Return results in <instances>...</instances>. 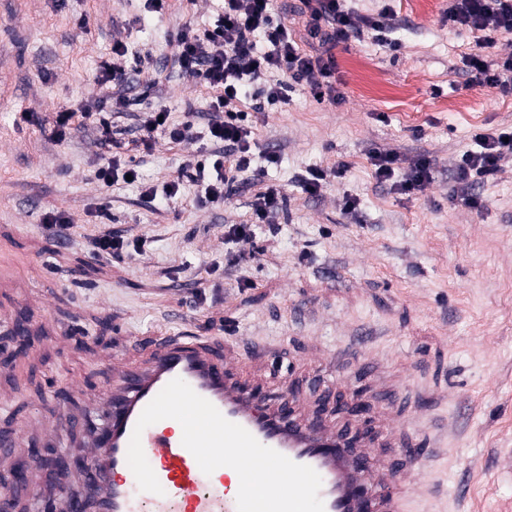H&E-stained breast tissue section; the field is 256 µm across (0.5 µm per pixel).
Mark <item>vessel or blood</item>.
Here are the masks:
<instances>
[{"mask_svg": "<svg viewBox=\"0 0 512 512\" xmlns=\"http://www.w3.org/2000/svg\"><path fill=\"white\" fill-rule=\"evenodd\" d=\"M184 380L228 421L264 446L320 475L324 512H410L412 500L387 483L368 485V458L353 454L342 433L315 427L285 405L263 402L238 375L219 339L156 336L121 360L112 382L92 400L95 419L61 404L50 409L52 435L76 425L90 427L83 448L90 474L94 512H237L238 489L225 468L204 474L183 446L180 425L172 419L147 427L141 437L147 460L163 492L138 495L131 481L127 451L144 408L173 379Z\"/></svg>", "mask_w": 512, "mask_h": 512, "instance_id": "b4317fda", "label": "vessel or blood"}]
</instances>
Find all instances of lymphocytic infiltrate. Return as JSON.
I'll list each match as a JSON object with an SVG mask.
<instances>
[{"label":"lymphocytic infiltrate","mask_w":512,"mask_h":512,"mask_svg":"<svg viewBox=\"0 0 512 512\" xmlns=\"http://www.w3.org/2000/svg\"><path fill=\"white\" fill-rule=\"evenodd\" d=\"M353 0H299L295 10L301 23L293 28L275 19L273 0H224L214 25L200 30L188 28L177 39L176 61L182 72L198 79L213 94L207 103L208 133L211 148L205 160L190 163L191 179L199 182V204H220L240 173L249 169L252 157V130L244 125L238 107L250 92L270 101H287L289 91L308 90L331 106L344 101L336 86L337 61L334 50L351 40L371 39L395 52L400 48L394 38L395 15L390 7L377 14L361 16ZM449 25L477 33V52L467 55L464 65L476 84L512 94V55L501 61L488 59L485 50L497 35H512V0H448L445 11ZM129 48L117 40L112 59L103 63L97 81L110 89L96 104H81L57 112L50 135L56 142L66 141L77 127L91 126L101 146L109 154L97 170L103 185H112L118 174L136 175L134 166L111 152L112 115L124 111L127 99L123 87L127 77ZM282 73L281 82L262 87L267 73ZM168 111L159 106L141 113L137 129L144 150H152L158 132H166L170 141L193 139L194 120L176 126L166 121ZM475 149L461 156L456 179L461 186L460 201L477 208L483 203L473 192L476 184L493 179L503 162L512 159V130L507 133H476ZM378 182L392 183L403 194L422 190L432 178V162L418 158L407 171H400L396 151L375 152L369 156ZM285 201L284 194L269 186L256 194L251 203V220L228 225V237L248 239L251 223H272Z\"/></svg>","instance_id":"1"}]
</instances>
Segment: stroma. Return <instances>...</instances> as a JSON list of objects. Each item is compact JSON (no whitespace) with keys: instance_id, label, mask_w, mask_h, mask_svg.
I'll list each match as a JSON object with an SVG mask.
<instances>
[{"instance_id":"stroma-1","label":"stroma","mask_w":512,"mask_h":512,"mask_svg":"<svg viewBox=\"0 0 512 512\" xmlns=\"http://www.w3.org/2000/svg\"><path fill=\"white\" fill-rule=\"evenodd\" d=\"M391 6L397 52L368 40L336 48L339 107L301 89L261 112L243 100L251 166L267 169L287 205L237 242L224 227L248 220L258 185L218 208L195 205L199 188L187 181L172 199L144 194L211 147V92L174 60L178 33L212 23L214 0H167L160 14L144 0H0V245L22 265L21 287L0 288V309L19 302L58 324L22 344L0 323V437L15 440L0 459V496L13 512H55V462L81 454L82 427L48 439L44 407L66 398L84 410L109 382L100 355L122 357L160 333L223 339L259 385L293 381L283 397L312 420L364 391L367 452L401 489L405 459L384 445L394 409L434 477L417 512H512V162L477 186L480 209L457 202L454 177L475 133L512 128V95L471 84L462 59L474 38L449 27L446 0ZM117 37L146 59L130 74L139 105L113 117L125 140L136 137L140 105L168 107L179 123L190 101L198 115L194 140L156 135L151 153L134 154L139 182L106 188L95 131L56 143L49 127L55 112L106 95L96 76ZM387 150L404 169L432 160L422 191L377 183L368 154ZM270 153L277 164L267 165ZM312 165L327 173L315 197L298 186ZM52 210L71 218L65 241L44 229ZM104 223L138 250L92 257ZM74 384L82 395H71ZM18 465L40 474L39 489L14 486Z\"/></svg>"}]
</instances>
